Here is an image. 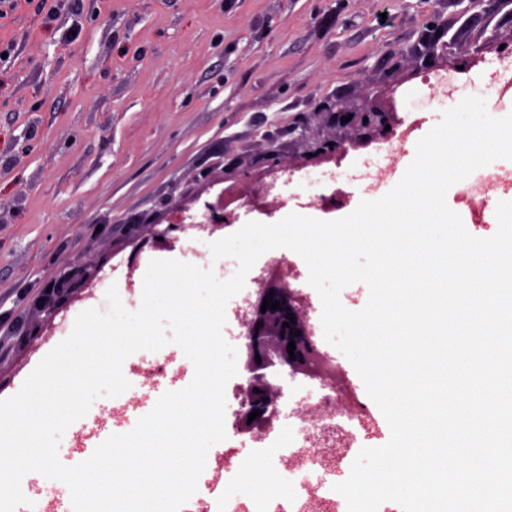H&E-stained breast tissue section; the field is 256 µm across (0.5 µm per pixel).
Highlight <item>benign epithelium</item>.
<instances>
[{"label":"benign epithelium","instance_id":"7a95c632","mask_svg":"<svg viewBox=\"0 0 512 512\" xmlns=\"http://www.w3.org/2000/svg\"><path fill=\"white\" fill-rule=\"evenodd\" d=\"M453 47V41H443L437 35L430 39L427 46L429 60L446 56ZM319 113L327 124L341 129L355 131L353 145L368 146L374 142L388 141L393 138L398 127L396 108L393 100L377 101L368 98L351 103L342 98L328 97L320 103ZM351 116L346 123L341 118ZM346 151L345 141L336 137L311 142L308 152L321 159H334ZM207 214L202 221L204 227L213 230L230 223L224 213V194H219L216 202L206 204ZM182 219H176L163 230L154 229L150 237L134 238L132 244L138 249L149 242L157 248L172 249L177 239L169 237V232L179 229ZM91 277L75 269L61 273L52 286L42 288L40 306L47 315L56 311L57 301L81 283H87ZM279 302L277 310L261 311L263 300ZM251 319L248 323L247 358L243 364L246 379L245 398L238 413L236 428L242 433H252L256 429L270 426L273 417V404L276 395L282 390V383L289 373L307 361H318L319 351L314 343L310 328L302 317L301 299L288 286V264L280 263L268 271L262 280L258 293L251 303ZM294 318L290 326L283 323ZM295 341V358H289L288 344ZM261 362H256V358ZM261 415L253 421L248 416L253 411Z\"/></svg>","mask_w":512,"mask_h":512}]
</instances>
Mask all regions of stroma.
Returning <instances> with one entry per match:
<instances>
[{"mask_svg": "<svg viewBox=\"0 0 512 512\" xmlns=\"http://www.w3.org/2000/svg\"><path fill=\"white\" fill-rule=\"evenodd\" d=\"M433 21L454 46L432 70L451 82L398 110L401 125L417 123L425 135L446 104L476 87L489 114L512 113V92L483 65L453 66L454 56L512 41L507 6L490 16L461 0H18L0 17L8 51L0 57V399L19 391L82 311L106 309L109 287L127 310L139 308L145 267L118 279L112 267L128 262L148 223L166 226L172 210L225 194L233 222L201 232L190 258L221 279L237 263L213 259L209 245L238 225L351 213L365 192L320 205L323 177L350 181L373 149L348 146L338 162L309 157V139L334 134L318 104L397 98L416 86ZM270 147L300 175L297 201L244 211L268 179L257 162ZM96 224L115 230L99 234ZM70 269L93 273L94 285L68 294L47 319L40 291ZM111 417V398L96 399L62 436L60 461L88 459L108 437L99 420ZM229 447L238 487L287 489L249 436L228 433L210 454Z\"/></svg>", "mask_w": 512, "mask_h": 512, "instance_id": "stroma-1", "label": "stroma"}]
</instances>
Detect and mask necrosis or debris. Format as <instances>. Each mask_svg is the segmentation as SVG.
<instances>
[{
  "mask_svg": "<svg viewBox=\"0 0 512 512\" xmlns=\"http://www.w3.org/2000/svg\"><path fill=\"white\" fill-rule=\"evenodd\" d=\"M313 340L320 347V372L309 381H297L307 395L288 404H275L276 416L288 417L291 435L287 443H271L268 433L253 436L256 447L268 449L278 469L289 478L287 497L261 493L242 494L236 487L224 489L222 502L191 497L182 512H334L335 494L325 476L328 456L334 448L361 447L370 411L350 389L344 388V371L325 352L321 330Z\"/></svg>",
  "mask_w": 512,
  "mask_h": 512,
  "instance_id": "1",
  "label": "necrosis or debris"
}]
</instances>
